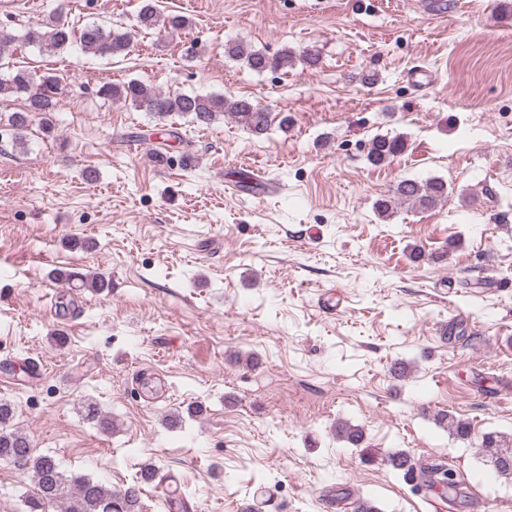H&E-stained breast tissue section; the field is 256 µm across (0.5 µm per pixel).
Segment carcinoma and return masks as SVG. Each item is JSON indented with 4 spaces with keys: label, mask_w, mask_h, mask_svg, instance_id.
Segmentation results:
<instances>
[{
    "label": "carcinoma",
    "mask_w": 512,
    "mask_h": 512,
    "mask_svg": "<svg viewBox=\"0 0 512 512\" xmlns=\"http://www.w3.org/2000/svg\"><path fill=\"white\" fill-rule=\"evenodd\" d=\"M139 28L154 30L158 27L179 30L189 24L187 17L180 14L163 15L157 8L156 0H141L137 15ZM16 36L0 29V62L9 60L15 51ZM27 42L34 43L39 50L57 54L73 43H79L87 55L119 57L129 53L131 33L119 29H106L96 24H87L75 30L58 12L43 17L27 33ZM229 58L242 62L248 69L263 73L266 71L288 70L295 58L315 66L320 60V51L312 46L295 55L283 48L273 55L255 50L243 41L229 43L224 48ZM59 81L54 75H39L25 68L17 67L0 78V96L16 97L24 101V109L8 116V123L15 134V144L25 147V131L29 124L40 119L45 132H51V112L55 111ZM98 97L107 101H124L135 109L146 112L164 121L172 116L187 118L197 126L208 127L219 116L227 113L235 121L248 128L254 135L266 133L270 113L267 108L244 98H227L217 95L165 94L149 87L140 80L114 84L105 83L97 90ZM406 142L400 136L377 135L369 143L367 160L373 166H384L402 153ZM448 200V186L439 179L426 182L412 179L399 181L392 193L378 199L375 209L379 216L389 218L397 204L407 203L418 209H431ZM14 409L0 401V462L9 463L19 454L28 453L32 458L24 471L31 474L33 490L24 499V512H141L142 485L153 480L158 468L152 462H145L140 476L133 479L121 490H111L100 482L83 475L67 474L55 457L34 453L29 438L13 428ZM437 421L453 433L465 439L470 436L468 423L455 419L446 412L437 414ZM336 437L349 445L359 447L363 441L361 430L346 422H338ZM481 448L495 472L505 478H512V439L495 432L483 436ZM382 462L402 478L414 490H439L450 497H457L462 485L448 484L446 475L450 467L442 464L417 465L405 451L384 454Z\"/></svg>",
    "instance_id": "1"
}]
</instances>
